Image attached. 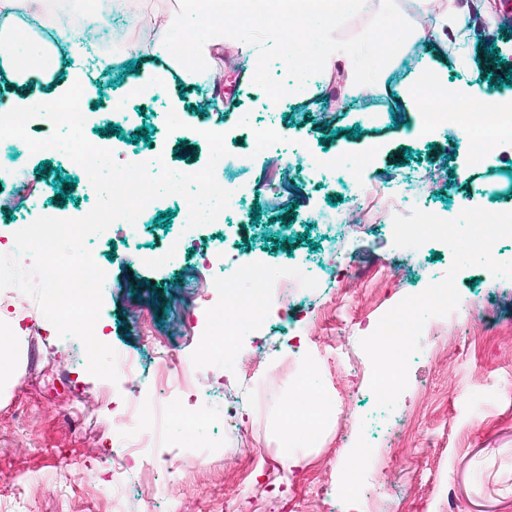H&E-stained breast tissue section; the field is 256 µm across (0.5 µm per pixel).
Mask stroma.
<instances>
[{"instance_id": "stroma-1", "label": "stroma", "mask_w": 512, "mask_h": 512, "mask_svg": "<svg viewBox=\"0 0 512 512\" xmlns=\"http://www.w3.org/2000/svg\"><path fill=\"white\" fill-rule=\"evenodd\" d=\"M173 3L142 0L137 21H108L111 36L95 51L111 57V71L99 74L95 60H88L83 80L94 92L85 109L121 96L128 76L147 80L163 72V59L133 60L125 49L140 42L141 21H159ZM393 12L405 18V46L396 56L379 49L376 91L351 93L344 69L326 74L311 67L305 76L316 97L275 102L274 87L295 80V71L272 55L264 72L254 74L250 55L231 44L212 61L223 73L222 94L211 84L189 87L172 75L162 94L131 96L124 111L102 114L101 132L85 128L91 143L120 136L124 153L160 155L187 173L201 170L210 155L196 127L226 117L235 134L225 142L224 173L243 194L223 221L198 227L192 244L177 251L171 244L189 214L177 195L146 208L135 237L108 232L92 243L108 272L95 329L115 351L140 358V376L114 382L92 376L77 338L59 337L30 296L15 288L0 291V312L21 331L0 379V512H114L112 484L104 479L120 450L112 410L148 390L158 349L146 340L147 328L157 336L185 337L181 350L193 358L204 384L181 398L204 420L190 443L178 423H167L152 469L130 468L123 479L124 512H224L228 499L240 501L243 512H348L344 474L360 450L374 463L361 473L360 494L378 497L383 512H512V280L488 277L480 266L458 274L454 316L431 318L442 335L422 333L409 384L391 411L376 409L371 364L359 345L362 331L346 335L339 327L346 320L376 328L389 309L441 279L452 264L439 242L394 247L385 217L349 235L345 267L361 287H340L327 268L339 226L355 213L354 184H362L371 200L397 195L407 212L426 208L449 219L471 206L512 211V145L475 162L459 149L456 130L403 135L418 114L401 99L421 91L418 78L428 67L468 87L474 107L496 103L499 88L512 95V26L495 11H480L472 20L473 60L496 59L481 81L455 65L450 47L421 39L426 24L413 0H372L369 9L339 23L337 38L359 48L362 34ZM130 61L131 72L125 69ZM174 105L187 124L176 135L162 120ZM266 124L288 137L255 150L252 135ZM144 130L150 141L138 140ZM330 154L350 166L366 154L372 162L352 181L317 176L304 162ZM24 166V180L0 177V254L11 253L14 233L36 218H62L97 201L62 151L28 154ZM62 176L73 178V185L60 187ZM162 212L172 214L171 223L158 222ZM227 246L245 257L262 256L270 275L296 266L315 284L288 309L270 306L264 321L236 335L228 353L199 360L194 343L211 334L207 313L223 296L196 279L195 264L201 253ZM440 341L447 348L435 362L430 351ZM303 359L314 366L311 383L330 395L333 413L314 446L289 451L297 461L290 469L280 411L296 392ZM413 407L420 410L414 427L398 436ZM86 473L101 479L83 481ZM164 482L173 487L170 495H146L147 485Z\"/></svg>"}]
</instances>
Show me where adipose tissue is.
Wrapping results in <instances>:
<instances>
[{
  "label": "adipose tissue",
  "mask_w": 512,
  "mask_h": 512,
  "mask_svg": "<svg viewBox=\"0 0 512 512\" xmlns=\"http://www.w3.org/2000/svg\"><path fill=\"white\" fill-rule=\"evenodd\" d=\"M418 10L426 15L437 14L438 23L431 36L438 42H453L459 47L460 63H467L468 18L455 4L439 8L437 0H414ZM362 0H176V6L154 29L152 55L165 58L178 66L184 81L195 82L198 74L208 71L215 54L223 50L233 34V25L241 18L264 16L269 26L262 35L275 55L286 65L301 60L299 50H287L286 36L294 21L307 23V43L322 71H331L337 62L347 69L360 72L375 66L372 57L378 45L393 44V35L404 24L400 16H389L377 29L363 35L365 55H342L336 39V24L345 15L356 12ZM48 26L52 39L62 42L73 63H82L90 54L88 44L69 36L70 23L56 16L46 24L43 12L33 10L31 0H0V64L8 65L14 81H23L28 64L36 58H48V45L22 38L20 29ZM313 368L304 365L305 382L299 386L306 409H297L287 402L282 410L285 443L290 448H306L329 413V401L314 390L307 380Z\"/></svg>",
  "instance_id": "1"
}]
</instances>
